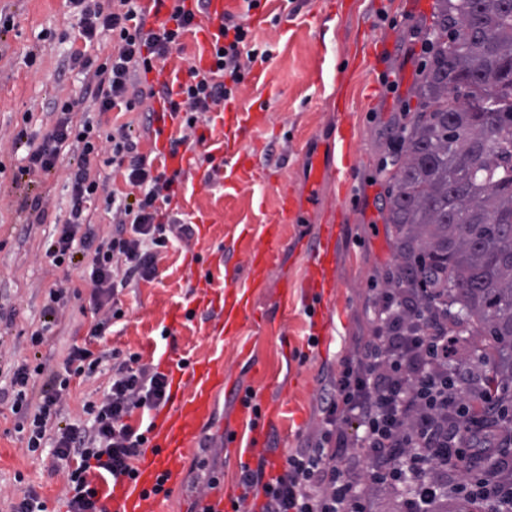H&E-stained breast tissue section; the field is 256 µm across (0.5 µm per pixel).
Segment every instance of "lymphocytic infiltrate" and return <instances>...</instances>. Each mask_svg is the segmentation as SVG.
Instances as JSON below:
<instances>
[{"label":"lymphocytic infiltrate","instance_id":"f902f5d3","mask_svg":"<svg viewBox=\"0 0 512 512\" xmlns=\"http://www.w3.org/2000/svg\"><path fill=\"white\" fill-rule=\"evenodd\" d=\"M81 13L80 37L93 43L99 34L112 38V52L94 63L84 50L71 54L72 65L92 69L95 83L84 93L93 111L131 112L145 100L159 98L179 121L171 150L192 147L196 130L209 112L231 103L256 58L270 50L252 46L251 30L228 13L218 39L211 44L210 65L189 66L178 89L143 87L141 74L183 51L182 40L198 26L196 10L174 0L167 22L147 27L148 11L139 0H72ZM75 101L58 108L59 119L42 143L27 155L25 173L52 170L63 146L73 149L69 173L67 217L49 241L46 255L60 266L82 257L91 289L90 338L105 334L120 321L119 291L154 280L158 257L171 238L191 240L193 228L166 213L180 170L141 152V134L131 123L102 135L92 119L73 123ZM106 161L124 177L126 190L111 187L97 172ZM104 205L112 213L110 236L99 237L91 211ZM367 311L373 334L360 340L355 352L342 357L340 370L320 397L321 425L301 448L289 453L279 475L267 477L266 461L242 466L239 503L263 495L261 512H368L366 490L373 486L405 489L408 512H420L427 501L448 493L468 503L512 504V483L498 475L477 473L463 482L450 480V466L464 456L479 457L480 427L461 428L469 412L460 385L474 400L484 393L482 377L451 364L458 337L448 329V315L439 298H425L421 289L383 291L370 299ZM102 355L73 346L57 366L41 361L21 363L9 372L17 431L27 433V449L50 451L56 468L66 470L68 512H105L101 492L91 474L105 481L135 478L133 465L148 442L129 424L135 410H153L170 398V381L139 354L113 362L109 390L85 401L84 420L52 428L77 376L96 373ZM39 388L31 405L29 392ZM356 422L359 434L349 440L344 426Z\"/></svg>","mask_w":512,"mask_h":512}]
</instances>
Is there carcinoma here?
I'll list each match as a JSON object with an SVG mask.
<instances>
[{"label":"carcinoma","mask_w":512,"mask_h":512,"mask_svg":"<svg viewBox=\"0 0 512 512\" xmlns=\"http://www.w3.org/2000/svg\"><path fill=\"white\" fill-rule=\"evenodd\" d=\"M419 107L402 127L386 223L388 286L432 288L483 337L486 394L512 404V0H439ZM512 452V418L496 421Z\"/></svg>","instance_id":"carcinoma-1"}]
</instances>
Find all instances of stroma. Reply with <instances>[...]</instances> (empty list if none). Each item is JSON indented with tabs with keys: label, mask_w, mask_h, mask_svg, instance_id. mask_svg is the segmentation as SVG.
<instances>
[{
	"label": "stroma",
	"mask_w": 512,
	"mask_h": 512,
	"mask_svg": "<svg viewBox=\"0 0 512 512\" xmlns=\"http://www.w3.org/2000/svg\"><path fill=\"white\" fill-rule=\"evenodd\" d=\"M345 16H331L327 0H297L296 10L283 0H263L262 23L252 30L259 44L272 52L255 61L266 81L248 78L236 95L239 107L262 106L266 119L248 138L260 144L256 175L228 189L222 183L205 185L204 147L194 150L195 169L186 176L169 208L189 219L207 218L205 235L191 243L172 242L158 262L159 275L139 282L119 296L124 317L98 339L88 337L89 288L82 285V269L53 266L45 256L46 242L66 218L69 199L70 151H63L50 172L23 174L26 155L54 125L55 101L81 97L90 76L72 66L77 49L80 14L70 0H0V15L12 29L0 32V306L12 318L0 322V365L39 357L59 364L73 346L90 343L97 353H140L144 360H168L182 371L206 359L222 361L238 386L251 389L260 407L277 405L270 428L267 453L287 457L314 435L320 426L318 400L326 379L338 373L339 361L371 326L365 314L371 287H384L385 274L394 265V242L385 222L381 194L388 189V174L381 165L389 155L388 143L397 125L410 122L418 100L412 92L416 64L408 60V32L418 26L430 30L437 0H350ZM396 75L397 93H387L383 75ZM347 100V116L354 128V150L349 163V190L329 181L325 197L345 207L348 218L340 230L336 259V286L327 302L328 341L310 345V315L301 297L280 309L281 281L300 283L307 273L303 239L313 236L317 214L287 225L281 260L272 268L266 288L256 295L257 319L244 322L238 335L220 338L215 333L218 308L192 303L197 283L206 272L223 271L242 278L247 274L249 248L237 243L243 226L252 229L250 246H263V225L275 223L274 189L261 173L303 191L304 162L321 135L336 123V94ZM47 199L43 221H36L28 203ZM80 287L53 334L39 349L28 337L41 323L49 289ZM184 316L171 321L175 308ZM111 372L101 367L92 377L73 378L61 420L82 418L86 400L100 398ZM237 409L235 395L213 396V415L202 428L200 446L192 447L183 463V483L170 487L160 512H191L192 479L200 460H207L222 483H237L240 465L224 452V424ZM11 402L0 400V512H9L27 488L44 500L47 512H67L65 476L54 471L52 458L27 450L24 434L15 430Z\"/></svg>",
	"instance_id": "1"
}]
</instances>
